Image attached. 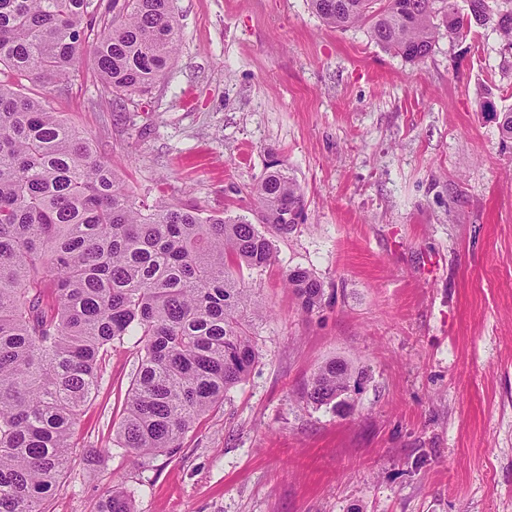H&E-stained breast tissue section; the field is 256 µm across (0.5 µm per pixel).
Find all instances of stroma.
I'll list each match as a JSON object with an SVG mask.
<instances>
[{"label": "stroma", "mask_w": 512, "mask_h": 512, "mask_svg": "<svg viewBox=\"0 0 512 512\" xmlns=\"http://www.w3.org/2000/svg\"><path fill=\"white\" fill-rule=\"evenodd\" d=\"M183 39L151 93L113 103L90 66L50 100L151 202L243 216L276 262L241 279L268 311L245 381L177 450L131 464L112 443L138 366L113 342L45 512H96L125 477L136 512H512V143L478 100L512 108L492 25L405 62L309 0H174ZM304 215L260 223L271 162ZM322 281L304 313L288 269ZM366 369L343 413L316 369Z\"/></svg>", "instance_id": "stroma-1"}]
</instances>
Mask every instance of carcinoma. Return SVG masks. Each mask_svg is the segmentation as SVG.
<instances>
[{
  "mask_svg": "<svg viewBox=\"0 0 512 512\" xmlns=\"http://www.w3.org/2000/svg\"><path fill=\"white\" fill-rule=\"evenodd\" d=\"M310 0L330 28L366 26L376 43L420 63L441 35L496 20L512 47V0ZM442 15V25L434 23ZM181 42L174 0H0V512H43L69 469L71 439L107 347L138 337L140 362L114 442L139 462L180 446L258 358L267 312L237 276L275 261L272 241L240 216L138 199L90 140L51 109L91 44L113 101L162 81ZM31 80L42 97L23 94ZM247 188L263 224L288 230L304 195L274 162ZM307 313L321 281L285 274ZM366 373L332 359L308 401L340 410ZM97 512H134L116 481Z\"/></svg>",
  "mask_w": 512,
  "mask_h": 512,
  "instance_id": "obj_1",
  "label": "carcinoma"
}]
</instances>
